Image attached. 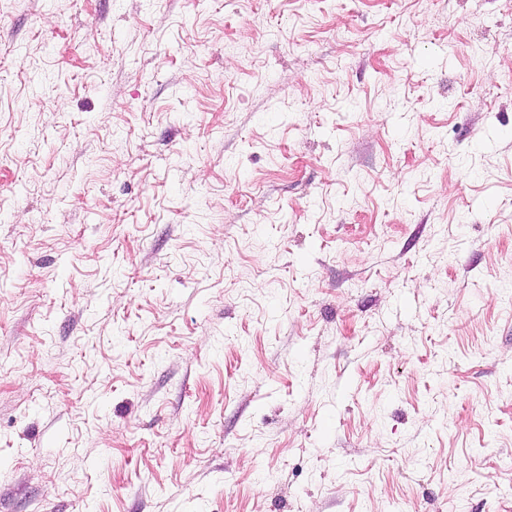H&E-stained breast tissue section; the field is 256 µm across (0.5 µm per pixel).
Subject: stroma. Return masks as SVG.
I'll return each mask as SVG.
<instances>
[{
	"label": "stroma",
	"mask_w": 512,
	"mask_h": 512,
	"mask_svg": "<svg viewBox=\"0 0 512 512\" xmlns=\"http://www.w3.org/2000/svg\"><path fill=\"white\" fill-rule=\"evenodd\" d=\"M512 0H0V512H512Z\"/></svg>",
	"instance_id": "obj_1"
}]
</instances>
